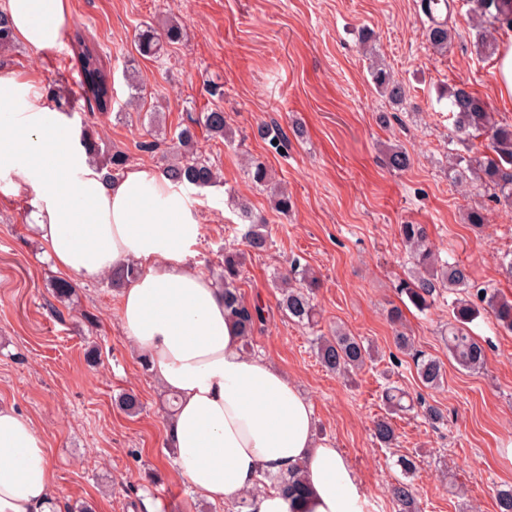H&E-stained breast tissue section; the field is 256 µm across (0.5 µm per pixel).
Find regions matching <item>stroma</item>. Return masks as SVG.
Masks as SVG:
<instances>
[{
  "instance_id": "obj_1",
  "label": "stroma",
  "mask_w": 512,
  "mask_h": 512,
  "mask_svg": "<svg viewBox=\"0 0 512 512\" xmlns=\"http://www.w3.org/2000/svg\"><path fill=\"white\" fill-rule=\"evenodd\" d=\"M453 40L436 52L425 36L419 0H70L69 26L84 32L101 54L112 84V109L84 113L80 68L70 41L51 50L15 44L0 67L35 70L46 91L70 99L74 130L88 128L129 166H160L159 154L139 149L151 113L174 132L187 114L223 109L234 133L225 142L198 131V145L221 172L222 186L184 193L200 218L190 258L215 276L224 246L245 250L233 196L248 199L266 225L270 249L247 253L237 282L244 300L265 313L243 353L279 367L311 401L320 437L334 442L357 472L365 512H397L390 489L402 473L395 461L417 454L411 482L421 512H496L494 491L512 484V334L489 314L470 330L484 344L487 364L468 371L448 358L441 333L452 320L446 299L426 312L403 306L397 290L408 272L403 224L427 228L442 258L463 261L473 285L512 299V276L501 258L512 254V208L480 202L448 179L449 153L481 152L485 138L464 146L451 138L448 91L459 82L486 100L498 122L512 125V102L497 94L496 56L479 51L470 16L473 0H454ZM186 35L163 59L141 56L136 33L161 27L169 15ZM371 32L377 60L406 87V107L380 97L361 44ZM134 70L140 107L125 109ZM276 122L289 134L285 153L268 152L256 127ZM303 137H293L294 126ZM406 150L398 172L387 150ZM263 161L294 202L273 210L268 192L246 180L249 159ZM0 176V403L28 417L46 444L61 512L87 504L92 512H226L200 499L176 470L166 439V392L124 333L120 293L106 280L78 281L75 309L52 294L60 276L28 223L32 201L7 195ZM484 204L486 223L474 229L468 208ZM313 268L320 286L314 329L283 314L274 286L293 260ZM414 350L446 368L441 388L419 381L410 355L396 354L391 307ZM342 327L369 345L371 361L349 378L318 361L317 336ZM396 386L410 399L439 407L440 424L421 408L393 417L396 442L377 444L373 423L385 416L383 392ZM135 394L138 415L118 405Z\"/></svg>"
}]
</instances>
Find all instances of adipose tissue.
I'll return each instance as SVG.
<instances>
[{"label": "adipose tissue", "mask_w": 512, "mask_h": 512, "mask_svg": "<svg viewBox=\"0 0 512 512\" xmlns=\"http://www.w3.org/2000/svg\"><path fill=\"white\" fill-rule=\"evenodd\" d=\"M16 40L57 47L69 0H0ZM8 192L33 197L29 223L56 268L96 281L135 261L120 295L128 336L178 407L166 436L178 472L202 498L249 512H294L264 474L302 470L303 512H364L356 471L318 440L312 403L270 363L246 357L224 293L189 263L200 224L184 194L155 167L108 181L79 146L39 72L0 68V172ZM54 471L31 420L0 405V512H58Z\"/></svg>", "instance_id": "ef3b65f1"}]
</instances>
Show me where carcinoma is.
<instances>
[{"instance_id": "carcinoma-1", "label": "carcinoma", "mask_w": 512, "mask_h": 512, "mask_svg": "<svg viewBox=\"0 0 512 512\" xmlns=\"http://www.w3.org/2000/svg\"><path fill=\"white\" fill-rule=\"evenodd\" d=\"M473 13L478 19V47L491 53L496 49L494 32L509 27L512 29V0H476ZM453 29L448 20L427 21L426 37L430 45L441 51L448 50ZM184 38V30L176 19H169L165 26L156 29L148 26L137 35L141 55L158 58L164 45L175 44ZM82 75V89L90 110L106 112L111 109L112 96L102 57L91 47L79 30L71 37ZM373 84L394 105H402L407 99L405 86L391 78L380 67L371 70ZM450 114L457 138L464 142L479 135L489 138L488 151L473 156L448 154V179L455 185L467 183L470 189L488 195L489 200L512 207V125L495 120L486 101L461 83L448 90ZM188 123L175 137L170 150L162 155L161 172L175 186L192 185L199 188L212 187L220 182L218 168L203 154L197 145L195 127L202 126L210 137L232 141V130L221 109H212L199 115H188ZM269 151L281 153L288 139L277 127L263 124L258 129ZM80 141L88 156L108 175L117 177L128 164L127 155L111 146L98 142L81 132ZM388 166L395 171H404L410 166L409 155L400 149L388 153ZM251 182L270 189L274 208L285 214L292 209L293 201L287 192L272 183L268 167L253 161L247 167ZM243 225L242 236L247 246L256 254L266 252L270 239L265 225L252 219L246 203H239ZM400 235L405 243L412 265L411 274L398 283L400 294L421 313L425 312L443 292L455 295L451 302L454 322L448 324L443 338L448 347V356L460 367L476 371L486 364L484 345L472 336L468 324L485 311L492 315L499 328L512 333V299L503 296L498 289L485 287L480 292H471V280L467 266L461 261L443 260L436 254L422 224L400 225ZM245 253L236 249H224L223 270L218 274L224 289V306L227 316L237 329L240 338L249 336L254 326L264 320V308L258 304H247L242 299L236 282L244 264ZM139 275L138 263L131 261L108 274L107 282L112 288H124ZM280 282L279 307L297 324L307 327L317 324L318 311L314 304V290L318 280L312 271L294 263L285 274L278 275ZM53 294L61 304H69L75 295V285L67 280L55 281ZM315 351L321 365L329 372L345 376L365 365L370 353L363 341L345 331L338 330L331 336L315 338ZM417 376L427 388H436L444 383L443 363L432 356L420 353L413 355ZM406 394L394 387L385 392L388 410L397 413L412 409L405 405ZM374 436L380 444L388 447L396 440L395 429L388 417L374 424ZM273 485L285 490L295 502H302L308 494L304 476L299 472L279 473L269 476ZM392 496L398 512H420V506L412 484L398 481L392 486ZM497 512H512V486H501L494 494Z\"/></svg>"}]
</instances>
